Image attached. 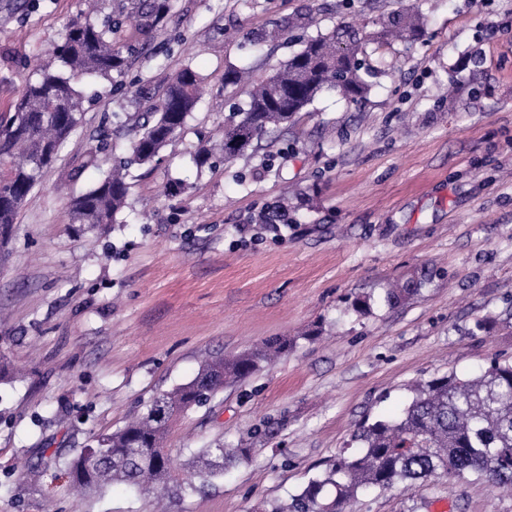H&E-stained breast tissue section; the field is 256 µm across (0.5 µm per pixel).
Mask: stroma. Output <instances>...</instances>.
I'll list each match as a JSON object with an SVG mask.
<instances>
[{
	"mask_svg": "<svg viewBox=\"0 0 512 512\" xmlns=\"http://www.w3.org/2000/svg\"><path fill=\"white\" fill-rule=\"evenodd\" d=\"M403 0H171L166 24L111 78H76L80 126L29 196L0 265V512H153L115 484L75 503L64 468L92 435L189 382L205 354L234 356L285 336L288 353L181 415L166 446L247 444V462L174 512H270L364 421L399 413L411 388L449 371L512 360V0H421L423 31L380 38ZM82 0H0V112L13 109ZM313 10L321 30L355 25L376 69L361 108L321 93L298 123L234 161L196 153L221 142L247 95L224 73L272 74L289 38L264 34ZM191 67L203 95L158 162L135 167L107 230L68 221L71 201L129 153L133 101ZM101 147L100 167L81 171ZM290 195L288 230L256 223ZM248 234H240L241 225ZM419 279L397 306L384 292ZM372 299L366 312L352 303ZM321 336L304 338V331ZM512 512V494L441 478L362 494L353 512Z\"/></svg>",
	"mask_w": 512,
	"mask_h": 512,
	"instance_id": "obj_1",
	"label": "stroma"
}]
</instances>
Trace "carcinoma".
<instances>
[{"instance_id": "1", "label": "carcinoma", "mask_w": 512, "mask_h": 512, "mask_svg": "<svg viewBox=\"0 0 512 512\" xmlns=\"http://www.w3.org/2000/svg\"><path fill=\"white\" fill-rule=\"evenodd\" d=\"M169 0H135L130 18L142 39L149 40L163 22ZM420 4L403 6L381 21L385 36L406 39L417 30ZM121 16L84 14L70 24L56 46L59 66L39 69L20 93L14 111L0 113V248L11 238L14 224L42 172L56 160L60 145L82 118L83 94L73 79L81 74L109 77L122 74L137 46L119 48ZM311 15L289 19L265 33L269 40L296 29L298 48L266 79L249 82V73L232 68L224 81L250 84L247 108L224 123L223 156L230 161L254 147L268 130L296 124L299 114L326 89L350 105L360 104L371 89L372 70L363 59L367 35L352 26L312 35ZM199 77L186 66L153 92L138 87L133 96L149 102L141 113L130 156L78 196L73 221L95 229L112 223L128 196L133 165H146L186 125L197 103ZM418 292L406 285L390 288L385 301L396 305ZM286 337L266 340L232 356L209 355L189 382L156 396L124 427L93 436L100 455L83 450L64 461L73 489L83 499L114 483L156 495L160 512L188 487L203 492L224 478L227 468L248 460L250 449L226 448L215 441L189 451L182 476L164 448L169 423L220 389L238 383L288 352ZM412 399L395 418L364 422L354 435L357 448L339 455L322 474L310 479L284 507L271 512H346L349 503L370 490L383 492L397 484L415 486L441 477L466 479L492 489L512 487V363L493 360L478 375L451 371L420 381Z\"/></svg>"}]
</instances>
